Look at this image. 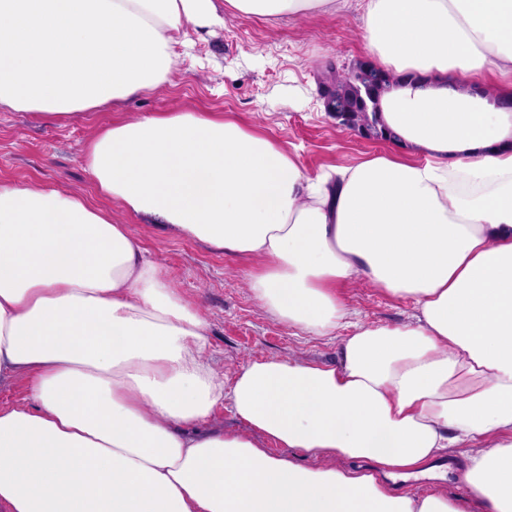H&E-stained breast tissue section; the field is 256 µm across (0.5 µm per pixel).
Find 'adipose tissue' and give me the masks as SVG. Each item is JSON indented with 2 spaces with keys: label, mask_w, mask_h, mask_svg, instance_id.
Instances as JSON below:
<instances>
[{
  "label": "adipose tissue",
  "mask_w": 512,
  "mask_h": 512,
  "mask_svg": "<svg viewBox=\"0 0 512 512\" xmlns=\"http://www.w3.org/2000/svg\"><path fill=\"white\" fill-rule=\"evenodd\" d=\"M266 20L335 0H225ZM216 0H0V111L64 119L165 85ZM365 46L405 81L380 100L399 145L308 174L203 112L104 128L84 159L128 213L259 258L248 285L340 362L254 359L226 380L210 324L129 225L48 185L0 183V512H512V0H365ZM362 276L411 300L353 322ZM228 405L236 427H213ZM465 449L468 493L413 494ZM337 288L354 313V321L398 326L410 322L415 313L410 300L392 297L362 277L355 276Z\"/></svg>",
  "instance_id": "obj_1"
}]
</instances>
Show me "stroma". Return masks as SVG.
<instances>
[{"instance_id": "stroma-1", "label": "stroma", "mask_w": 512, "mask_h": 512, "mask_svg": "<svg viewBox=\"0 0 512 512\" xmlns=\"http://www.w3.org/2000/svg\"><path fill=\"white\" fill-rule=\"evenodd\" d=\"M363 0H337L335 10L297 20H263L224 11V21L190 25L177 51L182 63L162 88L88 115L57 122L0 111V183H45L87 198L131 225L147 255L172 284L199 300L210 323L211 363L226 377L250 359L301 358L339 362L340 337L309 336L266 314L252 298L247 275L256 258L228 255L162 224L128 214L99 196L83 162L88 140L102 127L159 112H209L262 134L317 174L384 149L385 141L337 126L319 98L318 74L332 62L365 58ZM338 292L355 320L398 326L411 321V301L388 295L361 277Z\"/></svg>"}]
</instances>
